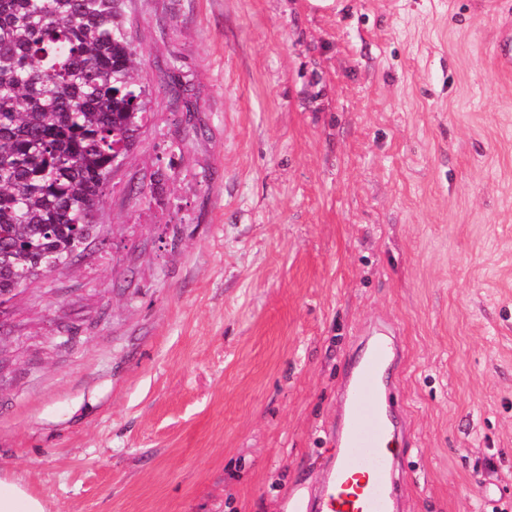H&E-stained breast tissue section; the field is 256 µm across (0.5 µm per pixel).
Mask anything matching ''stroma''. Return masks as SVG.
Listing matches in <instances>:
<instances>
[{
	"label": "stroma",
	"instance_id": "obj_1",
	"mask_svg": "<svg viewBox=\"0 0 512 512\" xmlns=\"http://www.w3.org/2000/svg\"><path fill=\"white\" fill-rule=\"evenodd\" d=\"M149 112L98 240L0 308L49 512H285L376 327L403 512H512V0H124Z\"/></svg>",
	"mask_w": 512,
	"mask_h": 512
}]
</instances>
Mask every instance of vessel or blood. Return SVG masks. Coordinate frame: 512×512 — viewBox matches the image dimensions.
I'll return each mask as SVG.
<instances>
[{
    "label": "vessel or blood",
    "mask_w": 512,
    "mask_h": 512,
    "mask_svg": "<svg viewBox=\"0 0 512 512\" xmlns=\"http://www.w3.org/2000/svg\"><path fill=\"white\" fill-rule=\"evenodd\" d=\"M400 356L399 344L385 338L368 343L338 396L337 450L325 463L322 483L314 496L289 502V512H400L386 376Z\"/></svg>",
    "instance_id": "obj_1"
}]
</instances>
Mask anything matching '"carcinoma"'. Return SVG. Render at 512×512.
<instances>
[{"label": "carcinoma", "instance_id": "obj_1", "mask_svg": "<svg viewBox=\"0 0 512 512\" xmlns=\"http://www.w3.org/2000/svg\"><path fill=\"white\" fill-rule=\"evenodd\" d=\"M122 0H0V296L85 250L146 118Z\"/></svg>", "mask_w": 512, "mask_h": 512}]
</instances>
